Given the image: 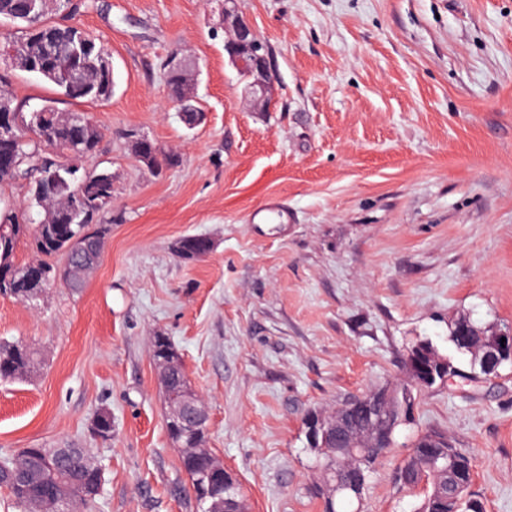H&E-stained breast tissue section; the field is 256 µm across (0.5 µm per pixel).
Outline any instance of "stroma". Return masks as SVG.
<instances>
[{
  "instance_id": "stroma-1",
  "label": "stroma",
  "mask_w": 512,
  "mask_h": 512,
  "mask_svg": "<svg viewBox=\"0 0 512 512\" xmlns=\"http://www.w3.org/2000/svg\"><path fill=\"white\" fill-rule=\"evenodd\" d=\"M278 76L254 109L224 53L215 0H83L74 21L112 57L110 100L76 102L0 60V89L88 113L79 166L112 173L101 260L80 291L0 295V339L43 358L0 382V457L89 448L95 512H200L165 427L152 339L168 336L209 409L207 446L249 512H323L307 412L404 381L412 342L448 356L460 315L512 328V0H239ZM197 66L187 127L161 69ZM179 158L155 172L131 138ZM275 199L288 224H254ZM187 235L208 237L180 259ZM413 425L371 475L365 512H413L397 469L425 430L475 464L484 512H512V364L418 393ZM112 435L92 429L99 411ZM211 251L207 238L202 236H186L179 242L178 255L184 260H198Z\"/></svg>"
}]
</instances>
